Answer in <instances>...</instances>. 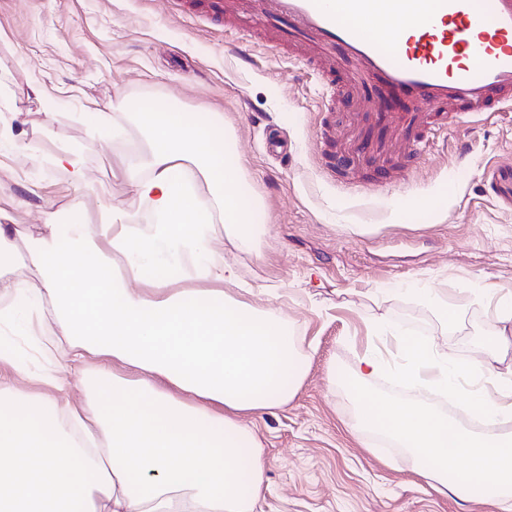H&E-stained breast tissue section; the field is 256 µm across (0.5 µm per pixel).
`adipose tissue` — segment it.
Wrapping results in <instances>:
<instances>
[{"label": "adipose tissue", "instance_id": "ef3b65f1", "mask_svg": "<svg viewBox=\"0 0 512 512\" xmlns=\"http://www.w3.org/2000/svg\"><path fill=\"white\" fill-rule=\"evenodd\" d=\"M140 120L153 148L124 175L156 223L107 207L98 224H51L40 237L0 224V288L49 296L67 328L41 336L51 398L0 376V512H256L263 495L262 448L242 418L288 405L308 356L276 310L229 294L238 271L214 248L210 223L223 211L225 233L251 248L259 202L238 188L222 116L197 122L160 103ZM21 242L44 269L40 287L9 277ZM119 268L139 287L116 278ZM385 334L401 353L397 375L445 393L468 385L477 424L365 392L386 364L374 350L347 380L358 397L352 434L389 439L461 501L487 483L500 512H512V433L497 428L512 421V379L499 376L495 353L460 361L434 338ZM75 387L84 401L70 400Z\"/></svg>", "mask_w": 512, "mask_h": 512}]
</instances>
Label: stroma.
<instances>
[{
	"label": "stroma",
	"mask_w": 512,
	"mask_h": 512,
	"mask_svg": "<svg viewBox=\"0 0 512 512\" xmlns=\"http://www.w3.org/2000/svg\"><path fill=\"white\" fill-rule=\"evenodd\" d=\"M251 26L240 37L196 0H0V224L36 234L48 220L97 223L106 206L150 221L122 177L150 145L138 112L166 102L191 118L222 114L242 181L261 202L252 222L268 227L244 251L215 215V244L240 275L230 293L252 289L250 304L275 308L309 356L288 406L253 422L262 512H499L436 493L401 449L352 436L345 379L378 324L435 337L460 358L500 330L476 291L512 293V111L454 121L411 157L371 136L387 93L340 54L327 136L324 90L295 60L306 40L284 41L279 21ZM91 101L122 113V125L93 132ZM63 153L86 184L57 165ZM326 158L347 160L348 182L324 173ZM382 168L391 181L378 186ZM441 195L447 207L427 206ZM410 284L432 289L460 320L447 324ZM17 318L31 333L0 334L14 358L0 374L48 395L35 379L47 367L36 334L55 325L53 303Z\"/></svg>",
	"instance_id": "1"
}]
</instances>
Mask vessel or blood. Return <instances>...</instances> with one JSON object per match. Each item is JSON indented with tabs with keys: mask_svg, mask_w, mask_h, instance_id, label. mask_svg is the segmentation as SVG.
<instances>
[{
	"mask_svg": "<svg viewBox=\"0 0 512 512\" xmlns=\"http://www.w3.org/2000/svg\"><path fill=\"white\" fill-rule=\"evenodd\" d=\"M374 0H208L215 19L226 9L283 20L293 36L324 50H341L386 89L421 106L409 117L376 115L405 152L416 154L422 126L455 112L475 117L512 108V0H426L411 33L389 44L369 34L361 18Z\"/></svg>",
	"mask_w": 512,
	"mask_h": 512,
	"instance_id": "1",
	"label": "vessel or blood"
}]
</instances>
